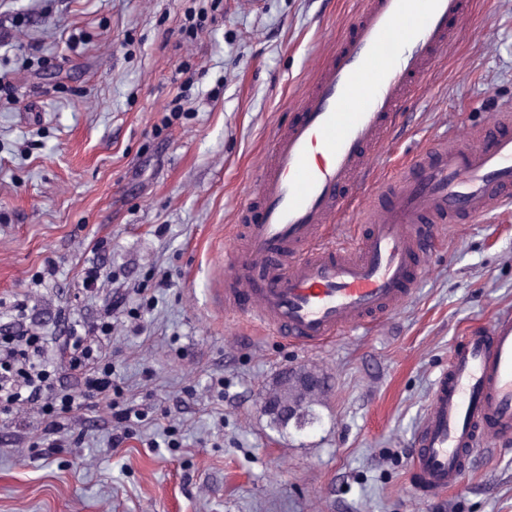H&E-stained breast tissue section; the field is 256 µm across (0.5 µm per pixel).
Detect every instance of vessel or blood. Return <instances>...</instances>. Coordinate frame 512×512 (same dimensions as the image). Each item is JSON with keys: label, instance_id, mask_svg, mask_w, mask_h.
I'll return each instance as SVG.
<instances>
[{"label": "vessel or blood", "instance_id": "1", "mask_svg": "<svg viewBox=\"0 0 512 512\" xmlns=\"http://www.w3.org/2000/svg\"><path fill=\"white\" fill-rule=\"evenodd\" d=\"M469 18V0H365L357 24L317 69L275 135L259 175L261 205L242 207L247 246L226 270L224 308L292 342L314 344L406 300L423 239L437 225L512 203V115L478 144L421 152L383 185L389 202L353 245L322 230L351 206L343 188L375 190L367 153ZM492 438H512V311L469 332L432 387L412 441L409 483L456 487Z\"/></svg>", "mask_w": 512, "mask_h": 512}]
</instances>
